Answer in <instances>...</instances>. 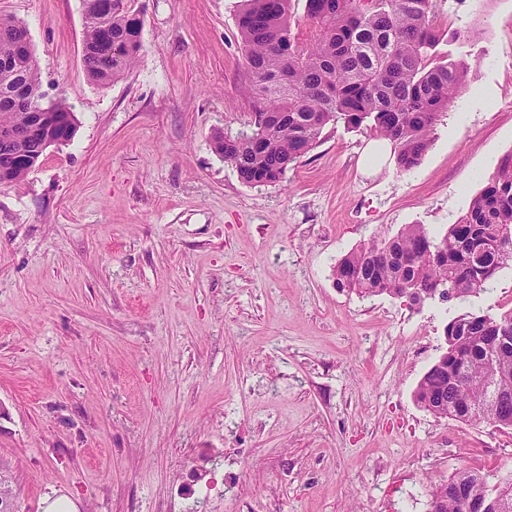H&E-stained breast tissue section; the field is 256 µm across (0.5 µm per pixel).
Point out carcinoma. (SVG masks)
<instances>
[{
    "mask_svg": "<svg viewBox=\"0 0 512 512\" xmlns=\"http://www.w3.org/2000/svg\"><path fill=\"white\" fill-rule=\"evenodd\" d=\"M240 0L252 120L235 136L217 133L216 153L250 185H276L341 123L389 141L398 167H417L443 112L467 88L463 61L433 60L438 41L432 0ZM142 11L113 0L112 12L87 10L82 60L106 85L142 52ZM25 25L0 17V185L24 178L40 161L34 113L45 93ZM51 133L70 141L78 119L66 97L48 109ZM512 263V153L445 231L411 224L373 240L336 265V288L423 304L450 283L455 300L478 294ZM446 350L421 378L417 403L431 414L512 429V310L466 313L444 327ZM429 512H512V470L494 485L461 470L435 486Z\"/></svg>",
    "mask_w": 512,
    "mask_h": 512,
    "instance_id": "carcinoma-1",
    "label": "carcinoma"
}]
</instances>
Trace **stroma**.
Masks as SVG:
<instances>
[{
	"instance_id": "stroma-1",
	"label": "stroma",
	"mask_w": 512,
	"mask_h": 512,
	"mask_svg": "<svg viewBox=\"0 0 512 512\" xmlns=\"http://www.w3.org/2000/svg\"><path fill=\"white\" fill-rule=\"evenodd\" d=\"M143 52L101 87L82 0H0L47 97L78 118L0 186V461L18 512H428L459 470L496 483L512 430L414 400L467 312L512 309V267L453 304L335 286L348 252L443 229L512 152V0H435L437 51L468 89L421 163L371 166L327 130L275 185H249L215 131L249 116L239 0H139ZM477 31L465 40L467 31Z\"/></svg>"
}]
</instances>
